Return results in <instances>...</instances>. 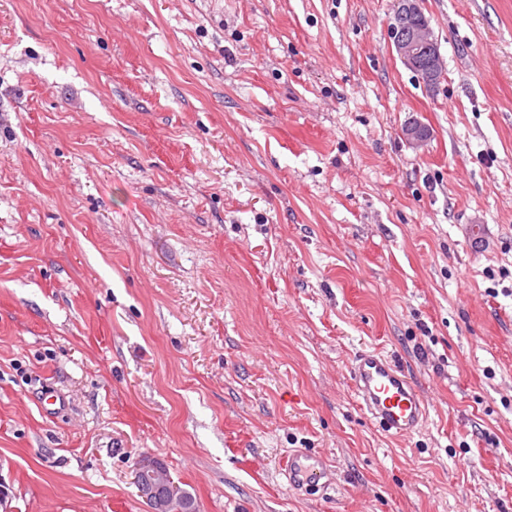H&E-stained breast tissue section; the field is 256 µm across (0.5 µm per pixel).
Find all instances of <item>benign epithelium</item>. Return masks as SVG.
Wrapping results in <instances>:
<instances>
[{
	"mask_svg": "<svg viewBox=\"0 0 512 512\" xmlns=\"http://www.w3.org/2000/svg\"><path fill=\"white\" fill-rule=\"evenodd\" d=\"M395 22L390 38L401 61L416 71L423 83L434 85L444 69L439 47L433 39L430 20L425 16L421 0H397ZM134 482L149 512H173L172 504L179 501L189 512H200L196 500L181 496L177 488H168V475L156 459L144 457L134 468Z\"/></svg>",
	"mask_w": 512,
	"mask_h": 512,
	"instance_id": "1",
	"label": "benign epithelium"
}]
</instances>
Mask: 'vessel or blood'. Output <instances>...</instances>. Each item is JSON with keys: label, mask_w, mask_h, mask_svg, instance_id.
Instances as JSON below:
<instances>
[{"label": "vessel or blood", "mask_w": 512, "mask_h": 512, "mask_svg": "<svg viewBox=\"0 0 512 512\" xmlns=\"http://www.w3.org/2000/svg\"><path fill=\"white\" fill-rule=\"evenodd\" d=\"M349 375L352 392L384 432L404 437L422 427L427 418L426 402L393 355L360 350L350 363ZM282 470L290 488L309 494L327 490L334 480L324 457L301 449L289 454Z\"/></svg>", "instance_id": "b4317fda"}]
</instances>
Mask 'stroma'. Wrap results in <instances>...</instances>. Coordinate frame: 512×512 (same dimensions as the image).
Returning a JSON list of instances; mask_svg holds the SVG:
<instances>
[{
  "label": "stroma",
  "instance_id": "stroma-1",
  "mask_svg": "<svg viewBox=\"0 0 512 512\" xmlns=\"http://www.w3.org/2000/svg\"><path fill=\"white\" fill-rule=\"evenodd\" d=\"M395 5L0 0L9 512H148L144 456L201 512H512V0H424L431 87ZM297 448L337 486L290 490ZM420 0H397L395 22L390 38L401 61L415 73L423 83L433 86L443 75L444 69L439 47L433 39L430 20L425 16ZM428 49V62L421 65L419 55ZM349 375L352 392L384 432L404 437L422 427L425 399L392 354L362 349L352 358Z\"/></svg>",
  "mask_w": 512,
  "mask_h": 512
}]
</instances>
